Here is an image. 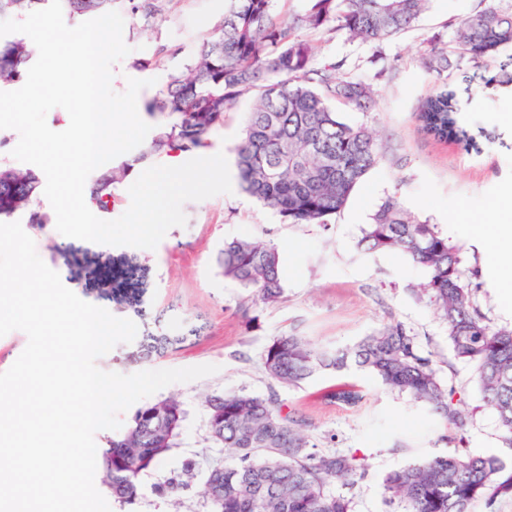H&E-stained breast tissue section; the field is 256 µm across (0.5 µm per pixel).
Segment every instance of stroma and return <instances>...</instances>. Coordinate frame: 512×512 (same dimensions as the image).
Segmentation results:
<instances>
[{
  "instance_id": "35a3bbf8",
  "label": "stroma",
  "mask_w": 512,
  "mask_h": 512,
  "mask_svg": "<svg viewBox=\"0 0 512 512\" xmlns=\"http://www.w3.org/2000/svg\"><path fill=\"white\" fill-rule=\"evenodd\" d=\"M483 6L484 0H430L413 29L379 47L342 35L312 34L318 58L358 63L359 77L376 92L371 111L348 112L344 118L376 132L379 160L328 226L282 223L238 187L186 202V225L171 228L153 250L69 238L52 223L25 225L41 259L68 289L137 324L135 340L99 357V369L132 374L205 364L218 368L213 375L158 391V398L182 401L189 416L180 448L143 477L135 512H171L155 483L180 469L185 459L212 456L201 438L204 401L216 392L277 394L305 418V433L319 452L363 458L366 475L348 491L352 512H403L402 504L386 499L384 477L433 454L512 463V450L502 445L498 415L484 403L474 367L456 357L437 310L413 293L425 282V269L396 253L366 255L359 248L371 214L384 199L396 197L416 219L437 225L461 246L460 272L471 284L473 304L485 323L494 329L512 327V295L507 292L512 280L497 266L488 231L492 217L512 204V83L487 81L499 73L502 57L480 63L472 81H465L459 70L448 76L474 149L434 139L416 119L421 99L438 84L424 64L430 43L451 47L454 24ZM224 7L225 0H155V11L147 17L132 13L126 0H115L130 52L115 65L122 77L113 90L124 92L131 78L154 79V86L138 95L137 104L144 107L158 95L168 73L186 64L195 44L223 20ZM142 60L148 61L147 69H138ZM249 109V98H242L212 134L204 156L221 153L234 160ZM236 238L274 243L281 255L283 297L254 306L248 321L238 313L246 290L224 277L216 261L222 244ZM61 251L66 254L62 261L56 258ZM128 297L137 298L138 307L125 305ZM390 322L409 328L420 350L435 360L443 386L468 414L463 428L445 425L363 371L320 374L297 387L273 382L262 371L265 348L284 332L336 348ZM156 336L172 338V346L142 357L143 347ZM343 384L359 390L357 406L324 400V393Z\"/></svg>"
}]
</instances>
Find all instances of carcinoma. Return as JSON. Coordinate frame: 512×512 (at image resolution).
<instances>
[{"instance_id":"carcinoma-1","label":"carcinoma","mask_w":512,"mask_h":512,"mask_svg":"<svg viewBox=\"0 0 512 512\" xmlns=\"http://www.w3.org/2000/svg\"><path fill=\"white\" fill-rule=\"evenodd\" d=\"M224 20L197 44L189 62L173 69L149 105L163 114L150 152L194 155L211 133L224 126L239 99L251 98L235 167L241 189L277 214L285 224H319L340 213L378 159L375 132L345 122L336 105L366 112L374 103L370 84L356 79L347 60L314 65L313 45L302 31L335 32L349 40L382 43L414 26L429 0H308L289 20L276 12L278 0H226ZM50 0H0V18L24 19ZM63 14L75 20L112 10L114 0H61ZM456 66L476 65L512 45V0H497L458 22L453 31ZM34 49L30 41L0 37V83L23 78ZM423 131L440 140L475 147L461 122L455 94L443 84L424 98L417 113ZM132 171L124 161L93 178L91 202L106 213L113 188ZM41 176L0 165V223L25 214L30 224H48L38 206ZM366 254L399 252L427 271L414 294L428 302L447 324L455 355L474 365L487 405L496 410L501 441L512 448V329H490L472 304L461 279V247L436 225L412 217L397 198L385 199L363 229ZM219 262L224 276L249 291L253 301L275 303L283 296L277 245L248 239L224 243ZM355 366L381 379L461 428L465 419L452 393L437 377L431 356L401 322L384 325L342 349L322 348L296 332L275 337L262 359L274 382L297 386L319 374ZM327 400L355 406L359 393L340 388ZM208 448L227 450L200 465L184 463L154 489L178 496L201 471L203 512H352L351 499L330 492L335 480L352 486L365 475L354 455L313 450L302 421L285 411L275 396L229 391L206 398ZM187 411L167 397L137 407L126 429L103 437L99 449L101 482L120 512L139 497L141 480L178 447ZM389 500L404 512H470L482 501L489 509L512 498V466L498 457L436 454L388 473Z\"/></svg>"}]
</instances>
